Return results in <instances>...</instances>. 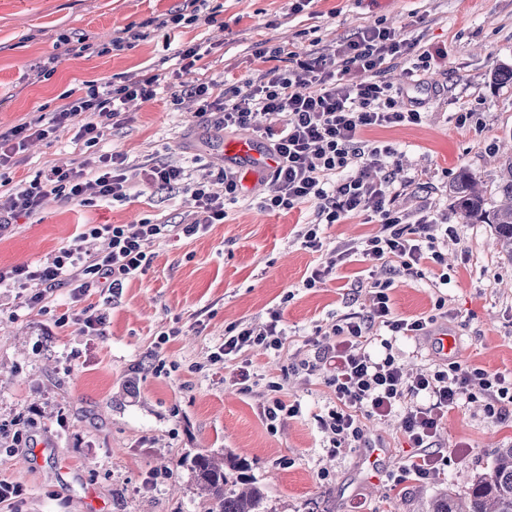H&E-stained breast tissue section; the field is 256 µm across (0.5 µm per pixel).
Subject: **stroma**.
<instances>
[{
	"label": "stroma",
	"instance_id": "35a3bbf8",
	"mask_svg": "<svg viewBox=\"0 0 512 512\" xmlns=\"http://www.w3.org/2000/svg\"><path fill=\"white\" fill-rule=\"evenodd\" d=\"M188 2L0 0V134L49 116L88 82L165 73L188 42L205 49L204 76L230 95L267 70H295L296 54L379 21L418 49L448 50L447 64L422 71L420 85L398 100L402 109L417 103L423 122L367 134L396 151L393 207L406 223L426 215L454 225L439 246L448 282L360 254L335 265L336 246L365 240L378 224L351 216L320 225L323 247L314 252L301 244L313 204L270 211L244 196L224 223L149 244L146 272L119 292L93 288L76 298L64 285L31 306L17 289L0 288V480L23 489L0 512H204L183 464L201 449L250 462L263 512H422L440 489L466 494L497 450L512 446V415L492 418L481 399H462L436 441L448 451L443 475L397 484L393 475L414 453L398 418L366 423L365 442L382 450L376 465L361 449H334L320 424L336 404L333 367L310 375L301 365L335 346L339 319L368 311L366 284L375 278L388 283L396 315L435 319L431 335L392 341L407 377L452 362L512 374V261L496 250L491 225L460 221L450 192L464 169L493 188L512 144V81L494 77L512 67V0H313L300 12L294 0H205L195 24L159 26ZM126 29L137 35L132 46L106 51ZM82 35L90 50L69 53L65 38ZM262 42L282 54L257 57ZM195 110L191 99L175 103L165 92L134 101L93 151L122 154L132 170L180 167L223 191L220 147L229 134ZM74 136L60 128L30 142L6 177L18 185L47 167H72ZM188 211L182 191L142 183L122 202L52 195L36 215L0 231V269L77 242L102 249L103 240L84 237L89 224H180ZM327 265L332 274L306 287L311 271ZM87 311L101 317V334L84 331ZM275 318L286 330L282 348L255 345L213 361L231 329L260 333ZM442 332L457 339L455 355L444 354ZM276 398L297 405V416L267 421L263 407Z\"/></svg>",
	"mask_w": 512,
	"mask_h": 512
}]
</instances>
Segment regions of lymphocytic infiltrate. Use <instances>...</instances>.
I'll return each mask as SVG.
<instances>
[{
  "label": "lymphocytic infiltrate",
  "instance_id": "1",
  "mask_svg": "<svg viewBox=\"0 0 512 512\" xmlns=\"http://www.w3.org/2000/svg\"><path fill=\"white\" fill-rule=\"evenodd\" d=\"M202 58L198 46L186 45L179 49L170 77L153 74L117 84H88L82 95L55 109L47 125L23 123L0 134V168L8 166L28 140L44 138L51 130L74 127L76 141L91 148L103 135L98 117L117 118L129 101L154 99L163 89L174 101L186 93L198 103L197 116L226 129L252 130L267 140L277 166L271 174L274 189L262 204L275 211L314 203L317 224L305 231L303 247L315 252L322 249L318 225L364 215L379 224L378 233L364 242L337 248V261L356 253L376 260L393 259L411 275L419 274L423 261L442 263L439 239L453 235V225H439L424 216L416 223H404L391 206L388 183L372 175L373 169L387 167L395 151L366 140L364 134L422 123V112L396 110L399 91L381 75L392 62L402 60L408 64L407 75L416 76L430 62H447V50L416 51L414 43L400 33L371 23L356 37L338 42L330 53L299 61L298 71L286 75L267 71L250 82L248 93L230 97L219 91L216 82L199 77ZM140 176L148 183L181 188L190 207L204 213V221L157 224L145 219L137 224H99L90 228L89 234L106 240L103 251L91 254L76 244L60 249L39 264L0 270V287L26 291L31 305L41 303L63 284L78 294L100 286L122 288L127 280L146 271V244L165 235H195L206 223H223L227 203L241 195L240 181L232 172L225 173L220 193L214 192L208 181L187 180L178 167L147 165ZM130 189L125 159L119 154L87 157L69 169L53 167L27 185L0 193V230L14 218L34 215L50 194L80 203L95 198L124 201L129 199ZM428 324L422 317L394 315L386 284L376 281L369 311L345 317L332 328L336 371L329 384L336 406L321 424L331 432L334 448H349L363 441L364 420L400 414L401 431L417 450L400 469L404 481L440 477L447 461L434 448L441 421L472 387L482 391L490 415L506 417L512 403V377L451 364L409 382L393 354L379 359L368 350L374 326L385 327L394 336L409 337L424 335Z\"/></svg>",
  "mask_w": 512,
  "mask_h": 512
}]
</instances>
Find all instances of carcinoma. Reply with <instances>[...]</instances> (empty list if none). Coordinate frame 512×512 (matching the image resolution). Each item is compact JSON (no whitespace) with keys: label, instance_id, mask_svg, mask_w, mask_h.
<instances>
[{"label":"carcinoma","instance_id":"cac0c4a2","mask_svg":"<svg viewBox=\"0 0 512 512\" xmlns=\"http://www.w3.org/2000/svg\"><path fill=\"white\" fill-rule=\"evenodd\" d=\"M451 192L466 223L492 225L495 246L512 260V155L502 164L494 189L499 201L493 207H487L477 178L465 169ZM249 468L247 460L233 454H195L190 470L205 512H261L263 492L247 477ZM427 512H512V448L498 449L491 472L479 477L465 497L441 492L430 499Z\"/></svg>","mask_w":512,"mask_h":512}]
</instances>
